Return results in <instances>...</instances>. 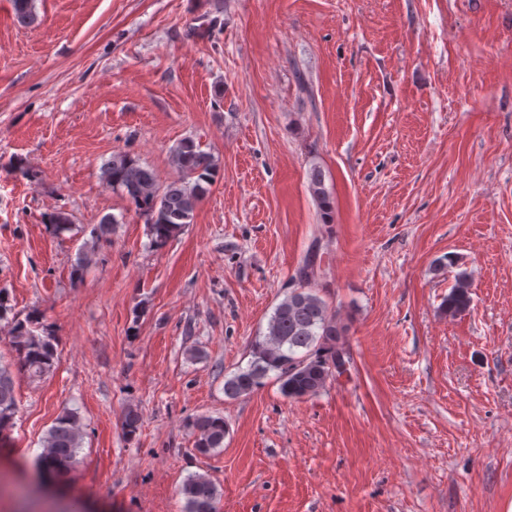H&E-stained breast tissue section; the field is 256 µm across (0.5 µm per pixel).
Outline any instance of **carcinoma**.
<instances>
[{
    "mask_svg": "<svg viewBox=\"0 0 512 512\" xmlns=\"http://www.w3.org/2000/svg\"><path fill=\"white\" fill-rule=\"evenodd\" d=\"M17 23L32 27L39 21L37 0H12ZM171 162L179 177L166 184L159 182L156 172L128 153L114 154L100 168L101 180L120 193L145 219L153 246H164L175 233L192 223L202 200L214 183L220 161L205 152L194 141L180 142L171 152ZM308 189L324 215L333 209V199L325 186V173L319 166L308 172ZM54 232L71 230L69 214L55 211L47 216ZM118 220L111 214L101 217L94 227L92 239L79 248L73 269L75 279H81L85 267L93 262L99 242L109 239ZM313 272L308 260L298 270L296 287L275 307L267 332L252 343V359L245 368L224 379V394L236 399L262 387L270 375H275L281 394L293 400L317 395L334 376L330 365L336 353L343 350L345 328L332 313L329 304L312 283ZM471 280L465 273L457 275L448 299L443 305L446 314L454 317L471 304ZM12 312L8 295L0 289V322L10 326L11 360L0 359V437L12 429L18 405L15 376L24 374L40 379L50 373L57 361V339L52 331L38 327V317H8ZM138 408L129 406L123 413L121 426L127 436H133L141 426ZM195 437V448L208 454L224 447L227 434L224 417L201 414L188 421ZM83 426L79 416L66 411L58 416L43 439V451L38 470L59 482H65L78 463ZM179 494L184 503L182 512H218L219 490L208 476L193 474L182 483Z\"/></svg>",
    "mask_w": 512,
    "mask_h": 512,
    "instance_id": "carcinoma-1",
    "label": "carcinoma"
}]
</instances>
